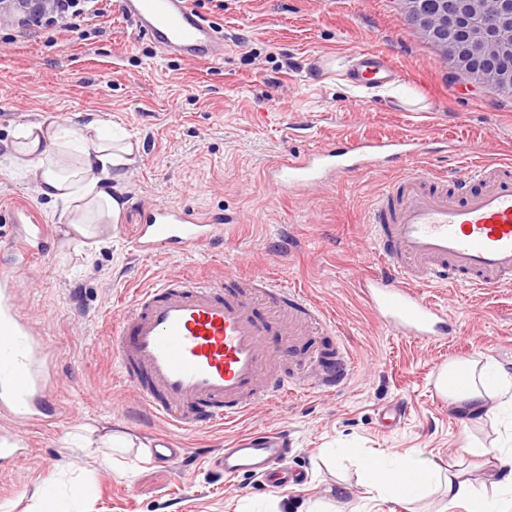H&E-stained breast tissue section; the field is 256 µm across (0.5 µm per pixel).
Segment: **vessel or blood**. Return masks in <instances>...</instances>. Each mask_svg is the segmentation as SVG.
Instances as JSON below:
<instances>
[{
    "label": "vessel or blood",
    "mask_w": 512,
    "mask_h": 512,
    "mask_svg": "<svg viewBox=\"0 0 512 512\" xmlns=\"http://www.w3.org/2000/svg\"><path fill=\"white\" fill-rule=\"evenodd\" d=\"M140 35L164 52L195 63L224 57V42L189 0H120ZM358 80L387 84L400 76L375 51L358 54ZM420 137L332 141L320 150L272 164L279 189H310L330 174L364 171L380 162L403 173L367 215L381 260L361 283L379 322L393 335L438 341L448 315L424 288L512 283V162L484 161L449 176L412 168L428 152ZM224 215L198 217L168 203L144 208L134 246L139 254L177 257L226 241ZM18 282L0 274V413L19 427L51 422L57 408L44 385V339L36 337L16 297ZM323 311L301 290L262 273L228 272L217 281L169 278L138 291L113 336V360L155 417L173 429L233 422L261 402L282 399L294 384L275 370L278 352L328 327ZM288 439L252 430L210 453L227 478L263 477V489L290 486Z\"/></svg>",
    "instance_id": "1"
}]
</instances>
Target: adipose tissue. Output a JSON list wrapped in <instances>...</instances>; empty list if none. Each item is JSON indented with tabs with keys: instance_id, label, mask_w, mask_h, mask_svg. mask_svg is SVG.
Segmentation results:
<instances>
[{
	"instance_id": "ef3b65f1",
	"label": "adipose tissue",
	"mask_w": 512,
	"mask_h": 512,
	"mask_svg": "<svg viewBox=\"0 0 512 512\" xmlns=\"http://www.w3.org/2000/svg\"><path fill=\"white\" fill-rule=\"evenodd\" d=\"M15 172L33 176L41 193L62 204L72 231L90 236L91 224L116 220L122 205L101 186V177L127 164L132 144H120L110 123L95 118L83 123L31 122L14 135ZM469 384L463 390L440 387L449 407L469 419L498 411H512V372L489 360L466 363ZM365 485L377 493L396 492L412 503L437 487L449 505H465L467 512H512L511 497H490L454 472L422 454L368 456Z\"/></svg>"
}]
</instances>
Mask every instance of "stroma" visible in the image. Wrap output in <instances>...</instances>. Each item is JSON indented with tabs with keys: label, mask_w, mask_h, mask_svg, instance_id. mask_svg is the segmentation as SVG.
<instances>
[{
	"label": "stroma",
	"mask_w": 512,
	"mask_h": 512,
	"mask_svg": "<svg viewBox=\"0 0 512 512\" xmlns=\"http://www.w3.org/2000/svg\"><path fill=\"white\" fill-rule=\"evenodd\" d=\"M190 4L223 28V59L188 63L162 55L137 35L119 0H104L102 14L71 32L0 28V269L40 283L19 301L47 342L45 365L60 380L52 392L63 408L57 424L28 428L24 453L0 467V512H30L45 487L60 492L73 478L87 483L79 512H306L327 498L338 512H407L398 496L367 492L359 461L414 450L496 494L506 477L496 461L458 449L467 437L486 447L506 442L505 423L492 417L465 424L436 380L452 361L487 356L512 365V285L425 289L457 335L444 343L392 335L358 281L380 262L366 217L397 168L351 173L304 196L277 193L264 171L281 155L334 138H424L433 150L415 163L442 175L468 159H512V99L453 75L407 24L397 0ZM363 46L387 55L400 81L355 83L347 59ZM87 113L118 124L138 145L120 177L107 182L123 208L97 240L70 233L61 205L8 163L19 125L74 122ZM147 202L236 216L231 247L175 258L135 255L131 239ZM17 205L41 217L45 250L22 246L19 226L9 221ZM228 270L266 273L304 290L335 328L278 363V372L297 382L291 397L233 424L169 430L114 365L109 338L137 287L170 276L218 279ZM342 348L351 358L347 379L323 393L307 358ZM397 401L407 406L404 419L381 421L382 409ZM88 426L134 445L103 462L96 449L80 445ZM255 428L287 431L301 486L257 494L248 478L211 472L207 452ZM162 435L191 456L176 464L140 460L138 443Z\"/></svg>",
	"instance_id": "stroma-1"
}]
</instances>
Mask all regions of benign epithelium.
<instances>
[{"label":"benign epithelium","instance_id":"1","mask_svg":"<svg viewBox=\"0 0 512 512\" xmlns=\"http://www.w3.org/2000/svg\"><path fill=\"white\" fill-rule=\"evenodd\" d=\"M402 15L436 42L452 72L489 94L512 90V0H399Z\"/></svg>","mask_w":512,"mask_h":512}]
</instances>
